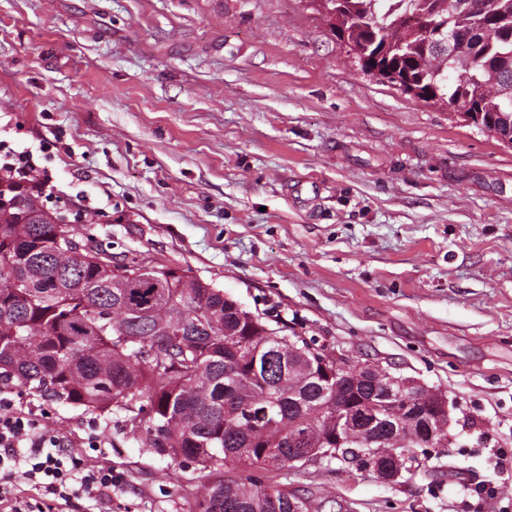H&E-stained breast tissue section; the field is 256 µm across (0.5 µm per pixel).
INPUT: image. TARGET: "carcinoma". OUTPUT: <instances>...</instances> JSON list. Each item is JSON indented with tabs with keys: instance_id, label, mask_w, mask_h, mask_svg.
<instances>
[{
	"instance_id": "carcinoma-1",
	"label": "carcinoma",
	"mask_w": 512,
	"mask_h": 512,
	"mask_svg": "<svg viewBox=\"0 0 512 512\" xmlns=\"http://www.w3.org/2000/svg\"><path fill=\"white\" fill-rule=\"evenodd\" d=\"M332 30L356 58L405 73L422 100H455L496 124L512 113V0H343ZM31 201L23 222L0 211V384L50 401L127 419L134 437L202 472L268 473L349 455L342 417L380 389L373 362L353 358L349 377L307 363V342L270 328L214 284L169 266L118 263ZM418 408L448 437L442 392L423 387ZM389 448L381 420L368 430ZM312 457L294 465L293 456ZM190 512H308L307 498L252 477L204 484Z\"/></svg>"
}]
</instances>
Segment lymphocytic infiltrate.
Here are the masks:
<instances>
[{"label":"lymphocytic infiltrate","mask_w":512,"mask_h":512,"mask_svg":"<svg viewBox=\"0 0 512 512\" xmlns=\"http://www.w3.org/2000/svg\"><path fill=\"white\" fill-rule=\"evenodd\" d=\"M80 458L62 439L0 397V512H69L81 496L108 498L119 481L111 468L80 472ZM42 494L34 501L22 486Z\"/></svg>","instance_id":"f902f5d3"}]
</instances>
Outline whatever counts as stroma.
<instances>
[{
  "label": "stroma",
  "instance_id": "stroma-1",
  "mask_svg": "<svg viewBox=\"0 0 512 512\" xmlns=\"http://www.w3.org/2000/svg\"><path fill=\"white\" fill-rule=\"evenodd\" d=\"M0 141L113 260L445 392L448 445L411 478L281 472L309 512H512V148L363 74L303 0H0ZM1 396L121 476L74 512L201 492L127 411Z\"/></svg>",
  "mask_w": 512,
  "mask_h": 512
}]
</instances>
